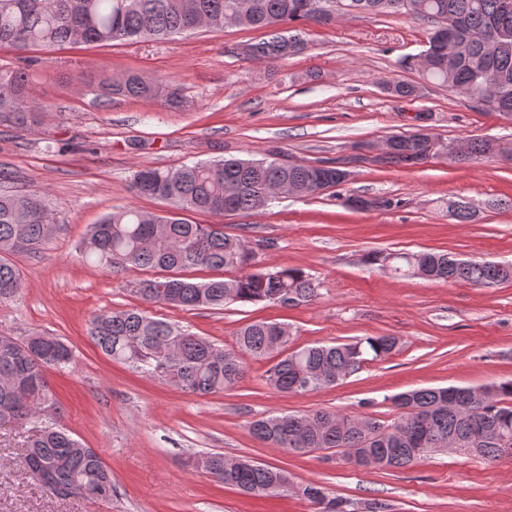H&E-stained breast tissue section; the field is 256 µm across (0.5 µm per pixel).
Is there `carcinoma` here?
Returning <instances> with one entry per match:
<instances>
[{
    "label": "carcinoma",
    "instance_id": "cac0c4a2",
    "mask_svg": "<svg viewBox=\"0 0 512 512\" xmlns=\"http://www.w3.org/2000/svg\"><path fill=\"white\" fill-rule=\"evenodd\" d=\"M336 17L385 16L410 13L430 24L426 49L433 61L423 79L461 88L476 104H493L491 111L512 115V0H335ZM308 0H0V44L18 50L37 45L110 43L138 39L165 40L186 34L204 22L224 29V19L235 16L240 25L265 31L249 43L251 60L276 64L304 50L299 35L282 27L293 23L326 25L329 16L307 9ZM460 46L453 66L441 61L448 43ZM103 96L132 100L155 99L161 86L144 77L123 73L101 85ZM391 97L416 99L421 86L397 81L384 86ZM47 109L32 92L29 75L0 70V123L23 128L38 111ZM391 166L415 167L427 163L431 143L417 134L388 137ZM467 153L454 158L469 162L504 157L512 150L492 139L467 141ZM286 184L295 196H311L342 185L338 167L329 161L281 165L277 160L229 158L193 163L179 168H144L135 172L134 195L166 203L171 211L151 214L127 207L106 214L91 227L82 255L110 272L157 269L164 275L139 282L143 299L176 307L224 306L231 302L310 303L318 296L312 278L300 268H251L246 241L224 232L222 224H196L182 216L194 211L215 216L258 214L272 200V189ZM53 223L49 202L24 193H0V295L23 286L19 269L9 257L37 253ZM371 264L390 268L399 276L423 274L428 279L493 287L512 280V265L465 261L447 253L390 252L367 257ZM237 270L230 277L198 282L188 276L195 269ZM278 325L254 322L237 333L236 346L224 348L186 330L156 320L140 310L97 315L90 335L112 359L187 393L208 395L236 386L246 375L244 358L267 356ZM27 354L0 345V422L37 418L32 404L14 394L26 389L37 400H55L47 370L64 367L71 349L61 340L41 345L37 337L20 341ZM396 336H369L336 345L313 344L289 351L266 370L270 386L282 393H302L337 385L362 369L368 358L382 359L399 348ZM400 414L390 424L375 418L317 410L295 415H269L251 423V433L277 448L297 452L346 448L354 464L401 469L437 451L466 453L496 460L512 456V381L484 388L473 397L468 388H416L391 397ZM24 447L27 466L46 493L58 486L74 495L112 497V472L92 448L78 449L77 440L56 427L44 426ZM219 452L197 456L195 469L215 481L247 494L276 493L288 487L285 472L243 460L231 468ZM48 469L52 480L39 471ZM297 493L318 507L317 512H351L352 504L330 499L323 487L298 486Z\"/></svg>",
    "mask_w": 512,
    "mask_h": 512
}]
</instances>
